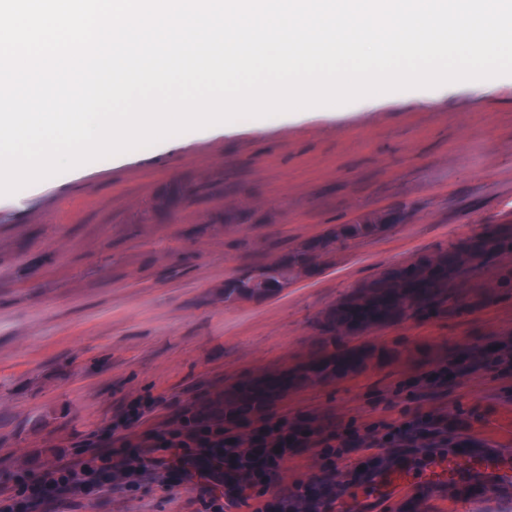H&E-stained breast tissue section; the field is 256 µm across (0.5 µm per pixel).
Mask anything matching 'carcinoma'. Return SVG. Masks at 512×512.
<instances>
[{
  "instance_id": "obj_1",
  "label": "carcinoma",
  "mask_w": 512,
  "mask_h": 512,
  "mask_svg": "<svg viewBox=\"0 0 512 512\" xmlns=\"http://www.w3.org/2000/svg\"><path fill=\"white\" fill-rule=\"evenodd\" d=\"M407 218V211L397 208L374 211L349 224H340L328 236L310 239L271 262L242 270L229 281L224 293L229 299L257 295V291L247 287V283L253 272L264 270V291L273 294L287 284V272L308 253L333 254L353 241L382 234ZM476 240L487 242L484 250L477 255L457 256V248L463 244L461 240L451 242L442 249L449 257V263L442 267L436 280L419 269L400 266L388 269L345 295L321 319V338L316 358L290 375L288 381L333 380L341 372L356 368L363 357L369 355V352L355 348L328 351L338 337L331 326L337 318L350 324L372 321L390 324L398 308L403 310L402 320L406 321L418 318L425 312L452 317L464 305L473 310L484 307L486 300L480 291L481 281L487 269L497 265L499 250L512 248V224H498L491 229L478 230L466 238L468 242ZM278 388V382L263 379L245 392L239 389L223 392L216 401L211 400L209 395L197 397L195 403L180 407L177 419L182 421L184 434L172 439L171 443L176 447L182 442L189 448L197 440L200 448L224 447L225 429L248 421L267 404V398Z\"/></svg>"
}]
</instances>
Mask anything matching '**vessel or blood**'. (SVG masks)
Instances as JSON below:
<instances>
[{
	"mask_svg": "<svg viewBox=\"0 0 512 512\" xmlns=\"http://www.w3.org/2000/svg\"><path fill=\"white\" fill-rule=\"evenodd\" d=\"M415 469L422 474L416 490L487 500L499 506L501 512H512L511 452L491 451L476 439L460 440L452 443L447 455L422 463L403 457L396 466L375 476L371 485L384 496H395L405 489L406 477Z\"/></svg>",
	"mask_w": 512,
	"mask_h": 512,
	"instance_id": "obj_1",
	"label": "vessel or blood"
}]
</instances>
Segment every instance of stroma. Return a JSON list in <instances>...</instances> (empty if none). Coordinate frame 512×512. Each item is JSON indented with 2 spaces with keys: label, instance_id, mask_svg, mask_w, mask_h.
I'll list each match as a JSON object with an SVG mask.
<instances>
[{
  "label": "stroma",
  "instance_id": "stroma-1",
  "mask_svg": "<svg viewBox=\"0 0 512 512\" xmlns=\"http://www.w3.org/2000/svg\"><path fill=\"white\" fill-rule=\"evenodd\" d=\"M0 202V489L19 471L88 457L86 439L148 428L130 406L171 415L202 391L279 375L317 350L323 313L352 288L475 229L512 223V79L423 96L389 93L332 117H284L230 136L191 130L177 146L71 169ZM403 207L406 223L352 242L308 279L225 302L224 283L339 224ZM512 336V290L453 318L426 316L337 340L377 353L349 378L289 388L275 416L328 435L435 418L445 439L512 450V368L490 357ZM484 362L437 384V362ZM318 445L288 452L268 483L224 512H263L312 481ZM25 468H17V457ZM119 489L46 499V512H212L210 484L166 454L120 455Z\"/></svg>",
  "mask_w": 512,
  "mask_h": 512
}]
</instances>
